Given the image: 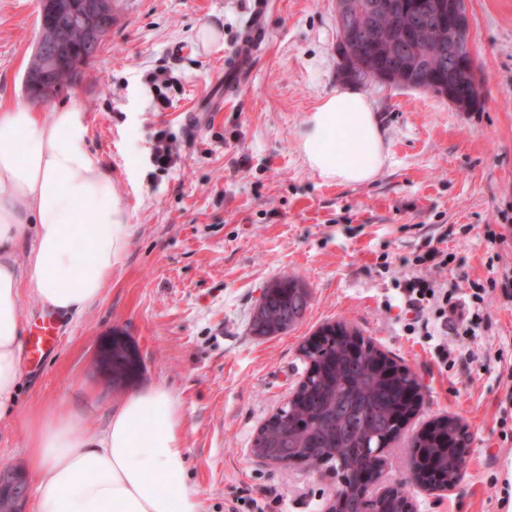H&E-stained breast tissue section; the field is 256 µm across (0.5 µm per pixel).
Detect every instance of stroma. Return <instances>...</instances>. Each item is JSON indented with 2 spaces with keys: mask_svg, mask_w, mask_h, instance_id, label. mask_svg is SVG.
I'll return each mask as SVG.
<instances>
[{
  "mask_svg": "<svg viewBox=\"0 0 512 512\" xmlns=\"http://www.w3.org/2000/svg\"><path fill=\"white\" fill-rule=\"evenodd\" d=\"M465 3L482 107L461 112L428 92L365 87L391 161L353 187L321 178L298 148L311 111L343 85L333 0H271L266 49L220 112L199 106L231 60L252 0H114L117 24L103 49L50 104L85 112L87 147L112 169L132 245L99 302L59 316L52 353L25 360L20 408L65 405L92 437L118 392L164 385L188 425L189 482L206 512L270 489L283 496L273 512H324L335 474L265 464L250 448L305 374L302 342L343 320L418 377L410 431L449 416L471 432L453 494L410 483L406 438L386 448L382 483L407 488L416 512H512V442L497 406L512 387V297L489 286L512 267V241L485 235L512 217V0ZM39 23V0H0V96L9 102L26 100ZM205 24L218 41L203 37ZM182 44L191 52L172 56ZM157 70L172 78L162 93L148 81ZM161 130L180 156L166 171L151 161ZM438 244L449 283L489 287L485 324L471 339L449 337L444 370L426 338L406 329L394 284L401 258ZM284 274L308 288L306 313L288 332L254 336L262 290ZM116 343L137 359L133 378L112 372Z\"/></svg>",
  "mask_w": 512,
  "mask_h": 512,
  "instance_id": "stroma-1",
  "label": "stroma"
}]
</instances>
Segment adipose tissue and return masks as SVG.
I'll return each mask as SVG.
<instances>
[{"instance_id":"adipose-tissue-1","label":"adipose tissue","mask_w":512,"mask_h":512,"mask_svg":"<svg viewBox=\"0 0 512 512\" xmlns=\"http://www.w3.org/2000/svg\"><path fill=\"white\" fill-rule=\"evenodd\" d=\"M86 136L75 105L0 110V427L27 430L33 512H205L188 482L182 410L167 387L122 395L91 438L73 411L17 404L24 291L42 307L81 313L103 297L132 243L112 170ZM298 142L309 168L339 185L368 183L389 161L372 103L352 87L319 102Z\"/></svg>"}]
</instances>
